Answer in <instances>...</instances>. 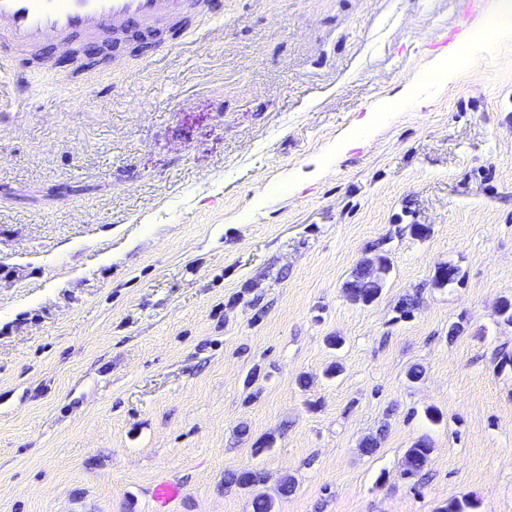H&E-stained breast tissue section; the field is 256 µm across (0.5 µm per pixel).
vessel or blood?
<instances>
[{"mask_svg":"<svg viewBox=\"0 0 512 512\" xmlns=\"http://www.w3.org/2000/svg\"><path fill=\"white\" fill-rule=\"evenodd\" d=\"M208 9L207 0H0V64L78 39L95 45L107 28L150 34L187 11ZM181 495V485L164 477L151 489L156 512H170Z\"/></svg>","mask_w":512,"mask_h":512,"instance_id":"obj_1","label":"vessel or blood"}]
</instances>
